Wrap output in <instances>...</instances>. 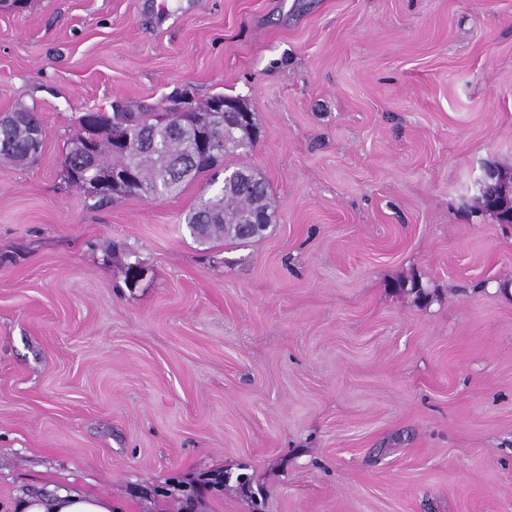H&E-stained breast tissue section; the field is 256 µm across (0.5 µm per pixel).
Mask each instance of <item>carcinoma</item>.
<instances>
[{"label": "carcinoma", "mask_w": 512, "mask_h": 512, "mask_svg": "<svg viewBox=\"0 0 512 512\" xmlns=\"http://www.w3.org/2000/svg\"><path fill=\"white\" fill-rule=\"evenodd\" d=\"M247 121L237 122L233 116L222 112L209 113L208 125L220 142L208 153H197L193 148L194 132L180 133L172 122L157 121L158 115L149 104H126L124 111L111 112L109 116L96 115L94 121L77 120V132L63 160V171L67 181L80 186L75 175L80 173L84 162L87 142L96 146L98 173L108 182L105 193L85 196L90 207H100L116 195H136L138 191L119 185L112 186L114 172L123 170L130 157L112 151L108 130L114 124L129 129L149 125L164 156H146L141 162L139 179L141 185L153 190L158 196L178 195L184 185L202 173L218 175L224 172L227 179L210 197L200 201L185 216L190 234L200 243L217 237L235 241H248L260 237L273 223L274 211L270 202L268 184L251 169L240 167L228 170L227 157L254 145L257 126L254 113L248 112ZM42 133L38 113L26 106L17 107L10 116L0 120V155L23 164L32 156V133Z\"/></svg>", "instance_id": "carcinoma-1"}]
</instances>
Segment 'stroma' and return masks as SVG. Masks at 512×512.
<instances>
[{
	"instance_id": "35a3bbf8",
	"label": "stroma",
	"mask_w": 512,
	"mask_h": 512,
	"mask_svg": "<svg viewBox=\"0 0 512 512\" xmlns=\"http://www.w3.org/2000/svg\"><path fill=\"white\" fill-rule=\"evenodd\" d=\"M244 99L229 167L275 222L198 243L174 197L89 207L62 162L112 102ZM0 512H512V0H28L0 12ZM32 132L42 136L38 113L26 106L17 107L10 116L0 120V155L23 164L33 155ZM15 507L13 512H112V500L70 487L47 495L24 496Z\"/></svg>"
}]
</instances>
